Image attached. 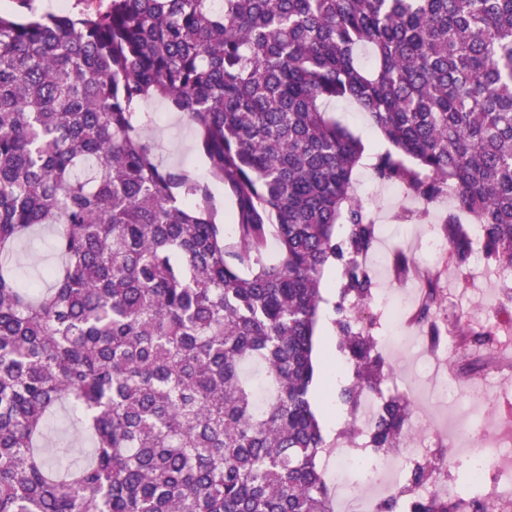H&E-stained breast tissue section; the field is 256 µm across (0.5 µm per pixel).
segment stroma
<instances>
[{"mask_svg": "<svg viewBox=\"0 0 512 512\" xmlns=\"http://www.w3.org/2000/svg\"><path fill=\"white\" fill-rule=\"evenodd\" d=\"M161 134L158 152L163 164H182L206 177L207 163L197 150L196 130L186 115L170 109L157 100L147 106ZM329 112L346 126L366 147L367 156L387 149L388 144L369 118L355 104L335 102ZM354 190L364 207L375 219L378 253L394 256L403 252L423 267L436 270L435 318L447 324L448 331L436 360L439 375L457 380L463 400L479 402L487 415L500 412L502 395L512 392V335L500 332L495 350L476 345H462L458 327L465 324L475 330L512 317V268L494 269L490 278H483L476 269L460 272L447 250L431 253L429 242L443 239L442 219L451 209L450 199L434 202L411 200L402 189L375 180L369 166H360L354 174ZM53 227L40 226L22 243L17 269L23 280L40 277L48 268L60 265L51 242ZM342 278L341 264L325 268L322 279V313L317 326V371L311 387L310 400L322 428L327 447H335L347 423L348 411L340 404V385L334 375L336 363L344 355L338 347V328L333 311ZM425 347L405 349L399 346L384 350L383 356L391 374L382 386L384 393L406 397L412 408L410 434L425 433L427 428L444 432L449 428L447 400L430 395L423 384L415 381L410 368L414 359L425 354ZM49 443L65 448L69 458L85 462L91 447L90 439L78 428L67 408H59L49 431Z\"/></svg>", "mask_w": 512, "mask_h": 512, "instance_id": "obj_1", "label": "stroma"}]
</instances>
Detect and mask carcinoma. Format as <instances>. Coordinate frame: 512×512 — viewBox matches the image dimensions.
<instances>
[{
	"label": "carcinoma",
	"instance_id": "carcinoma-1",
	"mask_svg": "<svg viewBox=\"0 0 512 512\" xmlns=\"http://www.w3.org/2000/svg\"><path fill=\"white\" fill-rule=\"evenodd\" d=\"M195 126L234 203L156 159L144 104ZM350 101L390 148L370 169L444 220L458 268L481 228L512 267V0H107L78 15H0V512H335L309 394L325 267L349 255L334 312L362 395L385 362L355 309L375 222L354 193L365 146L327 112ZM347 226L336 239V225ZM57 228L51 285L18 283L33 228ZM279 259L264 260L268 237ZM65 404L94 448L61 472L46 423ZM381 398L359 450L403 435ZM381 512H486L416 488Z\"/></svg>",
	"mask_w": 512,
	"mask_h": 512
}]
</instances>
